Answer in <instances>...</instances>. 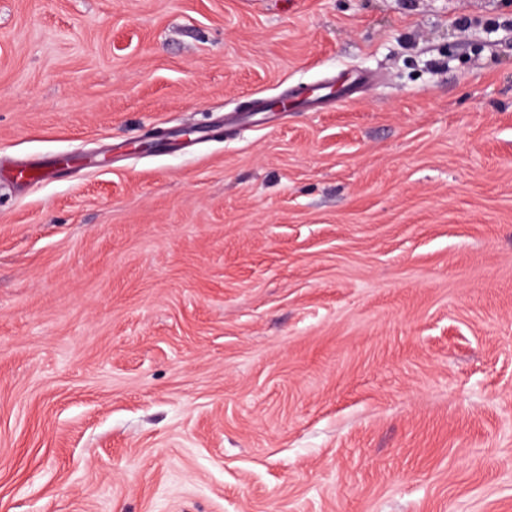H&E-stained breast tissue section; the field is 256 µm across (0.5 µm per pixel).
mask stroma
Segmentation results:
<instances>
[{
	"label": "stroma",
	"instance_id": "stroma-1",
	"mask_svg": "<svg viewBox=\"0 0 512 512\" xmlns=\"http://www.w3.org/2000/svg\"><path fill=\"white\" fill-rule=\"evenodd\" d=\"M0 512H512V0H0ZM56 160V157H52L49 159L23 164L17 169L16 175L18 178L30 183H38L49 178L51 174L50 169Z\"/></svg>",
	"mask_w": 512,
	"mask_h": 512
}]
</instances>
